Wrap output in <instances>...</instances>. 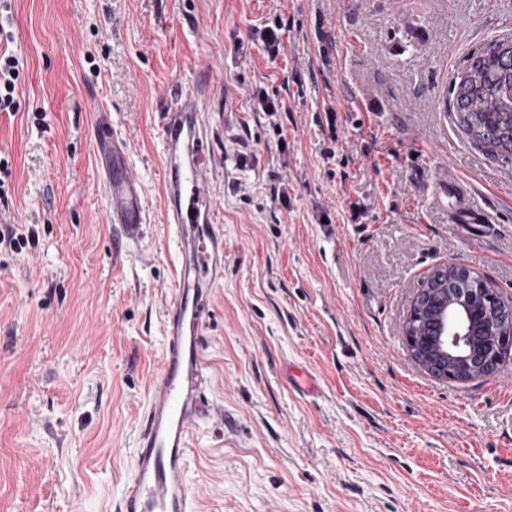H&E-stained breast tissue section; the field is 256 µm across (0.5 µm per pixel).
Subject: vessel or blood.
Masks as SVG:
<instances>
[{"instance_id":"obj_1","label":"vessel or blood","mask_w":512,"mask_h":512,"mask_svg":"<svg viewBox=\"0 0 512 512\" xmlns=\"http://www.w3.org/2000/svg\"><path fill=\"white\" fill-rule=\"evenodd\" d=\"M209 84V74L200 73L173 88L161 113L162 218L182 262L165 312L160 378L147 402L117 512H195L186 458L193 427L208 416L203 327L210 317V290L224 277V229L215 222L203 149L209 135ZM86 103L108 220L124 244L141 245L148 205L143 183L130 163L127 141L117 131L111 111L94 94H87Z\"/></svg>"}]
</instances>
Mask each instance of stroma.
<instances>
[{"instance_id":"35a3bbf8","label":"stroma","mask_w":512,"mask_h":512,"mask_svg":"<svg viewBox=\"0 0 512 512\" xmlns=\"http://www.w3.org/2000/svg\"><path fill=\"white\" fill-rule=\"evenodd\" d=\"M10 16L22 72L17 112L0 113V212L34 235L0 251V512H115L178 271L162 98L206 69L224 278L203 338L211 419L188 457L197 512H512V361L437 378L403 333L443 265L512 303V167L444 109L468 55L512 34V0H12ZM256 86L284 100L276 122ZM91 90L148 198L149 241L120 260ZM300 369L317 395L294 388Z\"/></svg>"}]
</instances>
